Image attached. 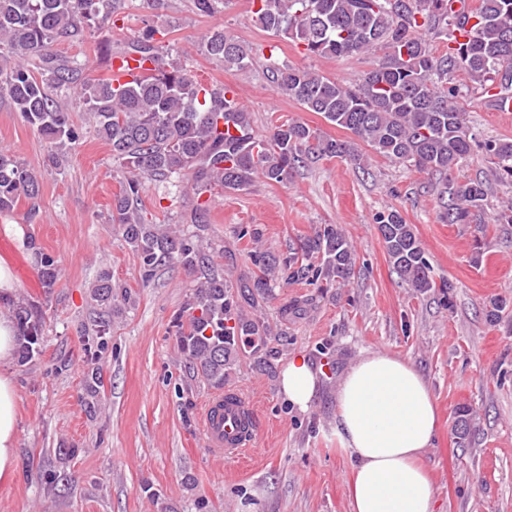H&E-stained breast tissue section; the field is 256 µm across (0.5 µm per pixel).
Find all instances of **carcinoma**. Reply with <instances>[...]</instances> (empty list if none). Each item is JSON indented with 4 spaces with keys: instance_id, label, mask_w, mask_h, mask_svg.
<instances>
[{
    "instance_id": "obj_1",
    "label": "carcinoma",
    "mask_w": 512,
    "mask_h": 512,
    "mask_svg": "<svg viewBox=\"0 0 512 512\" xmlns=\"http://www.w3.org/2000/svg\"><path fill=\"white\" fill-rule=\"evenodd\" d=\"M120 0H0V97L54 148L52 161H64L69 147L84 138L52 96L53 89L79 90L92 112L98 136L111 146L124 173L112 200V224L139 259L143 282L162 268L179 265L199 276V284L176 319L179 348L207 385L224 388L227 371L243 344L260 335V325L238 315L243 295L234 294L194 231H171L146 224L139 213L143 179L188 176L201 195L215 186L242 191L256 178L282 183L309 156L339 158L354 166L363 158L349 141L320 135L288 117L270 121L258 134L250 113L234 90L200 83L181 62L163 50L149 25L118 59L133 61L138 78L125 83L111 76L91 79L75 62L49 51L60 38H77L99 6ZM261 29L304 45L311 56L351 57L380 48L385 55L361 83L346 86L313 70L272 63L270 82L306 110L350 131L391 162L441 178L439 218L468 224L484 210L488 187L481 180L456 183L452 173L475 149L501 177L512 180V140L478 141L458 105V76L496 96L512 95V0H479L469 15L453 0H258ZM447 44L437 52L433 43ZM205 52L240 71L253 64V47L216 29L204 40ZM40 192L36 174L0 151V212H11ZM376 224L397 274L419 292L435 287L424 249L396 209L376 215ZM355 254L343 230L321 224L288 255V278L305 277L321 288L348 281ZM57 259L42 254L41 274L51 286ZM97 305L112 306L108 273L99 275ZM25 343L20 356H33L42 335V317L28 306L16 308ZM474 430L464 407L455 421L457 444Z\"/></svg>"
}]
</instances>
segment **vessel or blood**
Segmentation results:
<instances>
[{
	"label": "vessel or blood",
	"instance_id": "b4317fda",
	"mask_svg": "<svg viewBox=\"0 0 512 512\" xmlns=\"http://www.w3.org/2000/svg\"><path fill=\"white\" fill-rule=\"evenodd\" d=\"M207 447L214 454L236 457L253 446L257 413L253 401L240 391L211 397L203 414Z\"/></svg>",
	"mask_w": 512,
	"mask_h": 512
}]
</instances>
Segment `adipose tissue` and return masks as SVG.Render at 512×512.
<instances>
[{
	"label": "adipose tissue",
	"mask_w": 512,
	"mask_h": 512,
	"mask_svg": "<svg viewBox=\"0 0 512 512\" xmlns=\"http://www.w3.org/2000/svg\"><path fill=\"white\" fill-rule=\"evenodd\" d=\"M318 373L298 356L281 373L280 392L300 411L315 397ZM339 435L354 461L347 482L351 512H432L433 481L422 462L439 428L436 399L403 358L372 352L336 390ZM17 392L0 373V484L17 471Z\"/></svg>",
	"instance_id": "ef3b65f1"
}]
</instances>
